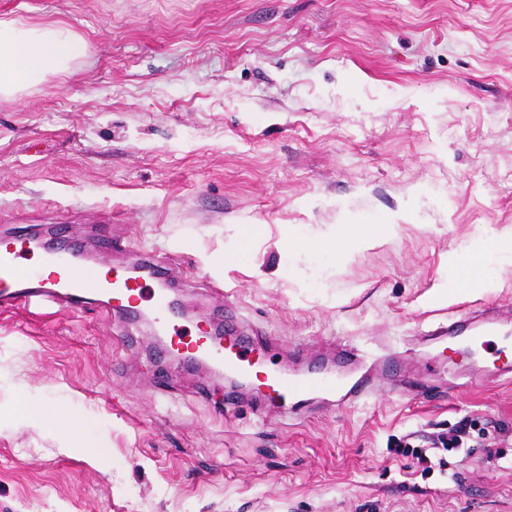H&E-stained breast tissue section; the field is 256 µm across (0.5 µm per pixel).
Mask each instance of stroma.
I'll return each mask as SVG.
<instances>
[{"instance_id": "obj_1", "label": "stroma", "mask_w": 512, "mask_h": 512, "mask_svg": "<svg viewBox=\"0 0 512 512\" xmlns=\"http://www.w3.org/2000/svg\"><path fill=\"white\" fill-rule=\"evenodd\" d=\"M1 19L87 53L0 98V229L153 254L185 331L220 301L260 367L318 359L374 394L240 395L117 312L6 308L0 512H512V319L480 356L439 334L512 304L486 238L512 232V0H0ZM345 224L375 233L285 248ZM478 243L490 278L460 289ZM61 411L97 459L60 452ZM374 233L375 231L370 225L347 224L343 228L342 236L339 239H336V237L322 238L312 242L310 245L323 252H335L336 249L340 248L344 243L353 240L367 239L374 235ZM60 418L64 429L63 436L66 440L65 442H85L89 425L84 416L68 414Z\"/></svg>"}]
</instances>
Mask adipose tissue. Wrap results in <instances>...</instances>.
<instances>
[{
	"mask_svg": "<svg viewBox=\"0 0 512 512\" xmlns=\"http://www.w3.org/2000/svg\"><path fill=\"white\" fill-rule=\"evenodd\" d=\"M86 52L85 41L67 27H25L0 21V96L64 73Z\"/></svg>",
	"mask_w": 512,
	"mask_h": 512,
	"instance_id": "ef3b65f1",
	"label": "adipose tissue"
}]
</instances>
